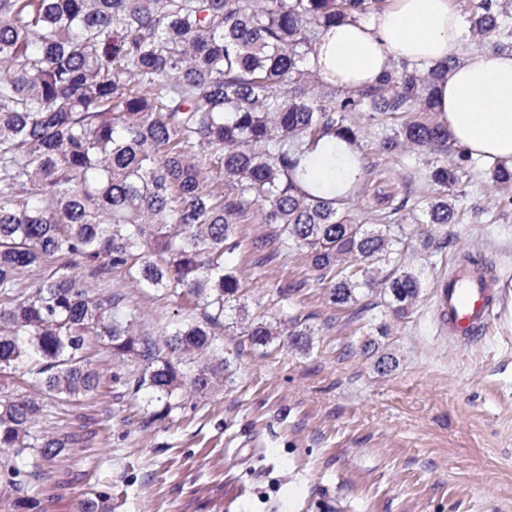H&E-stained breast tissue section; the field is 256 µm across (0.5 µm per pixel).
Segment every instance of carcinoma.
<instances>
[{
    "instance_id": "1",
    "label": "carcinoma",
    "mask_w": 512,
    "mask_h": 512,
    "mask_svg": "<svg viewBox=\"0 0 512 512\" xmlns=\"http://www.w3.org/2000/svg\"><path fill=\"white\" fill-rule=\"evenodd\" d=\"M380 3L0 0V377L25 376L24 392L0 399V454L36 453L39 477L79 444L35 428L46 400L76 402L103 383L92 336L112 353L117 398L147 395L151 424L180 396L210 391L220 366L192 363L222 362L215 329L241 292L224 255L242 247L237 225L254 216L272 226L249 243L256 267L299 250L330 305L349 308L365 288L405 317L422 280L399 249L396 216L462 223L459 198L477 184L509 191L501 201L512 208V167L453 142L434 112L436 83L460 58L425 70L397 60L360 91L317 78L321 33L370 22ZM459 3L463 49L512 51V0ZM367 125L387 158L417 150L446 160L406 176L391 209L362 215L346 201L368 175ZM332 139L347 148L338 196L307 178L310 155ZM114 271L196 312L166 326L160 343L112 290ZM244 311L251 343L279 336ZM289 336L305 348L312 332L294 324ZM11 507L43 512L27 493Z\"/></svg>"
}]
</instances>
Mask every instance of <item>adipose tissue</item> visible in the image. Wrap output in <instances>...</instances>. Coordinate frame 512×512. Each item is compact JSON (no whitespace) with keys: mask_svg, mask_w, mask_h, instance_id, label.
<instances>
[{"mask_svg":"<svg viewBox=\"0 0 512 512\" xmlns=\"http://www.w3.org/2000/svg\"><path fill=\"white\" fill-rule=\"evenodd\" d=\"M465 17L459 0H385L372 24L331 27L317 45L324 83L358 91L393 59L418 68L459 55ZM440 121L458 143L490 162L512 165V53L459 63L437 85Z\"/></svg>","mask_w":512,"mask_h":512,"instance_id":"adipose-tissue-1","label":"adipose tissue"}]
</instances>
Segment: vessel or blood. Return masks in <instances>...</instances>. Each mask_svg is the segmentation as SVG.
<instances>
[{
	"instance_id": "1",
	"label": "vessel or blood",
	"mask_w": 512,
	"mask_h": 512,
	"mask_svg": "<svg viewBox=\"0 0 512 512\" xmlns=\"http://www.w3.org/2000/svg\"><path fill=\"white\" fill-rule=\"evenodd\" d=\"M491 271L468 263L457 267L436 292V317L450 340L478 337L496 314L500 294Z\"/></svg>"
}]
</instances>
